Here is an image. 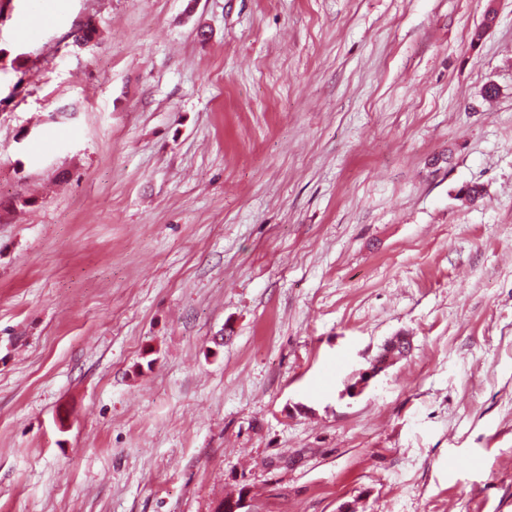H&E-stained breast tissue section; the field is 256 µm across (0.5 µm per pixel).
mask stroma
Wrapping results in <instances>:
<instances>
[{
  "label": "stroma",
  "mask_w": 512,
  "mask_h": 512,
  "mask_svg": "<svg viewBox=\"0 0 512 512\" xmlns=\"http://www.w3.org/2000/svg\"><path fill=\"white\" fill-rule=\"evenodd\" d=\"M241 490L512 512V0H0V512Z\"/></svg>",
  "instance_id": "obj_1"
}]
</instances>
